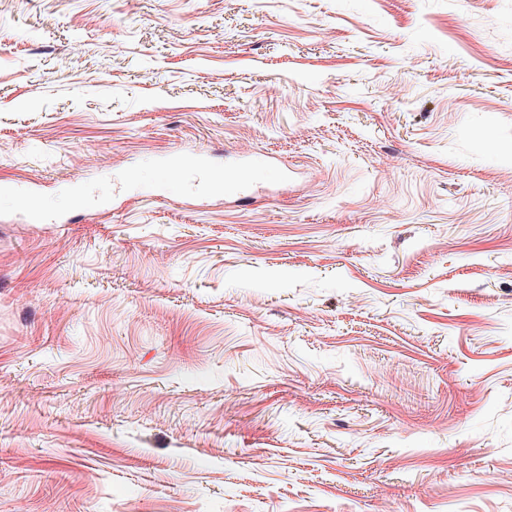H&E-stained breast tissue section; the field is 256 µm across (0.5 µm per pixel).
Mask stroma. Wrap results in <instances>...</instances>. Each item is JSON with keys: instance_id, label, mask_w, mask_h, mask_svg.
I'll use <instances>...</instances> for the list:
<instances>
[{"instance_id": "stroma-1", "label": "stroma", "mask_w": 512, "mask_h": 512, "mask_svg": "<svg viewBox=\"0 0 512 512\" xmlns=\"http://www.w3.org/2000/svg\"><path fill=\"white\" fill-rule=\"evenodd\" d=\"M1 183L0 512H512V0H0ZM204 167L207 188L213 194L225 196H242L253 181L254 173L262 168L271 167L267 158L254 157L248 163L242 164L232 171L213 172L206 162V154L200 150L191 152H175L160 164L161 179L159 183L165 185L173 173L181 170L187 163Z\"/></svg>"}]
</instances>
